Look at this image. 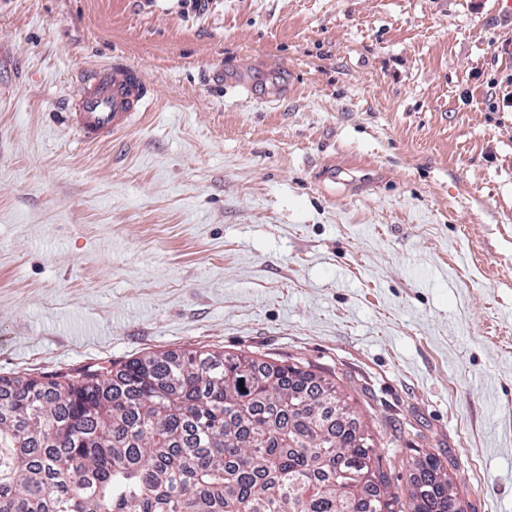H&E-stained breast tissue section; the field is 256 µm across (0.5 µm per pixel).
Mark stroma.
<instances>
[{"mask_svg":"<svg viewBox=\"0 0 512 512\" xmlns=\"http://www.w3.org/2000/svg\"><path fill=\"white\" fill-rule=\"evenodd\" d=\"M497 0H0V376L206 347L335 378L392 488L512 512V14ZM158 96L81 144L80 69ZM288 91L260 104L229 82Z\"/></svg>","mask_w":512,"mask_h":512,"instance_id":"stroma-1","label":"stroma"}]
</instances>
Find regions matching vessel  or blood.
Listing matches in <instances>:
<instances>
[{
	"mask_svg": "<svg viewBox=\"0 0 512 512\" xmlns=\"http://www.w3.org/2000/svg\"><path fill=\"white\" fill-rule=\"evenodd\" d=\"M154 96L140 70L116 61L83 73L69 100L66 120L80 142L101 144L128 130L134 115L147 111Z\"/></svg>",
	"mask_w": 512,
	"mask_h": 512,
	"instance_id": "obj_1",
	"label": "vessel or blood"
}]
</instances>
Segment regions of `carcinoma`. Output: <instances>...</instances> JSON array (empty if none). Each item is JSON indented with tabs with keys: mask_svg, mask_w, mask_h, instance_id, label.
I'll list each match as a JSON object with an SVG mask.
<instances>
[{
	"mask_svg": "<svg viewBox=\"0 0 512 512\" xmlns=\"http://www.w3.org/2000/svg\"><path fill=\"white\" fill-rule=\"evenodd\" d=\"M391 489L336 380L183 349L0 377V512H456L434 454Z\"/></svg>",
	"mask_w": 512,
	"mask_h": 512,
	"instance_id": "cac0c4a2",
	"label": "carcinoma"
}]
</instances>
